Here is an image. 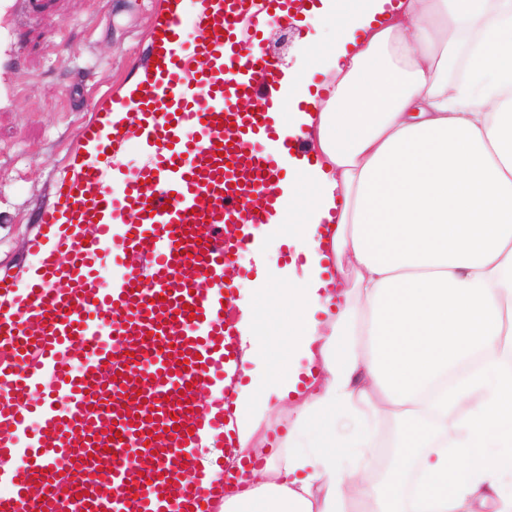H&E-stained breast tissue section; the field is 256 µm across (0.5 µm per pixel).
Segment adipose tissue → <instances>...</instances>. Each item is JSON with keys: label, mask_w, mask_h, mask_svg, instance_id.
Masks as SVG:
<instances>
[{"label": "adipose tissue", "mask_w": 512, "mask_h": 512, "mask_svg": "<svg viewBox=\"0 0 512 512\" xmlns=\"http://www.w3.org/2000/svg\"><path fill=\"white\" fill-rule=\"evenodd\" d=\"M342 19L323 58L336 84L318 113L304 73L283 81L285 203L255 235L257 278L235 325L259 363L233 401L248 446L301 359L325 371L288 434L279 482L226 496L224 512H512V0H320ZM294 237L301 269L279 279L286 323L264 300L266 243ZM352 268L360 306L330 308L325 262ZM328 313L320 332L315 311ZM277 350L276 364L267 361ZM402 435L388 481L364 463L367 411Z\"/></svg>", "instance_id": "obj_1"}]
</instances>
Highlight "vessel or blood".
<instances>
[{
    "label": "vessel or blood",
    "instance_id": "vessel-or-blood-1",
    "mask_svg": "<svg viewBox=\"0 0 512 512\" xmlns=\"http://www.w3.org/2000/svg\"><path fill=\"white\" fill-rule=\"evenodd\" d=\"M174 2L133 122L105 112L84 130L96 152L75 159L57 187L34 277L0 279V512H211L229 487L208 478L199 448L216 431L234 453L232 412L220 399L199 405L192 390L238 363L224 309L227 265L253 244L241 202L261 194L267 223L281 205L278 156L300 148L278 126L282 103L250 82L259 66L276 76L275 64L245 51L253 20L297 0ZM202 58L208 69H198ZM244 96L253 111L236 110ZM132 141L149 158L114 183ZM228 224L242 227L235 240L224 237ZM108 257L123 274L107 287ZM158 432L173 447H157ZM131 448L164 459L165 473L129 464ZM17 453L26 464L15 471ZM63 464L89 470L81 495L62 490Z\"/></svg>",
    "mask_w": 512,
    "mask_h": 512
}]
</instances>
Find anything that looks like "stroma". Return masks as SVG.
Masks as SVG:
<instances>
[{
	"instance_id": "stroma-1",
	"label": "stroma",
	"mask_w": 512,
	"mask_h": 512,
	"mask_svg": "<svg viewBox=\"0 0 512 512\" xmlns=\"http://www.w3.org/2000/svg\"><path fill=\"white\" fill-rule=\"evenodd\" d=\"M164 0H31L4 32L19 64L0 76V278L22 276L36 253L45 214L74 158L83 156V127L145 66ZM333 33L317 17L267 33L263 54L289 70H306L310 91L331 75L307 45L326 46ZM299 413L296 403H272L243 452L277 480L288 456L280 441Z\"/></svg>"
}]
</instances>
